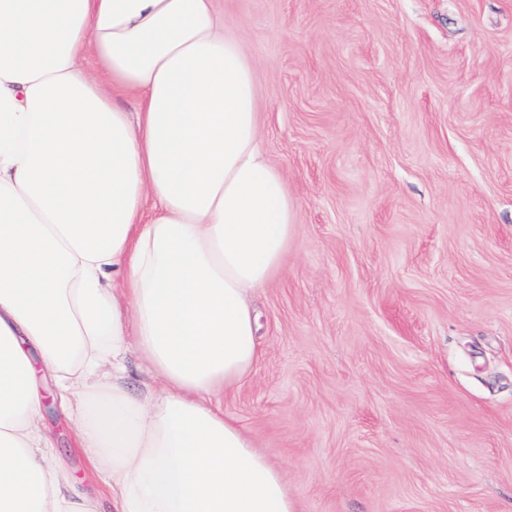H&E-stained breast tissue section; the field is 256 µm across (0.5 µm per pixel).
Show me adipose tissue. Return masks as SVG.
Wrapping results in <instances>:
<instances>
[{"instance_id": "1", "label": "adipose tissue", "mask_w": 512, "mask_h": 512, "mask_svg": "<svg viewBox=\"0 0 512 512\" xmlns=\"http://www.w3.org/2000/svg\"><path fill=\"white\" fill-rule=\"evenodd\" d=\"M294 216L219 0H0V512H298L221 405ZM43 421L55 438V450L68 462L72 469H76L78 478H84L83 486L87 494L93 497L99 496L102 485L92 476L86 475L82 455L72 448L74 447L73 437L76 424L64 416L55 404L46 406Z\"/></svg>"}]
</instances>
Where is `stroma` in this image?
<instances>
[{
    "label": "stroma",
    "mask_w": 512,
    "mask_h": 512,
    "mask_svg": "<svg viewBox=\"0 0 512 512\" xmlns=\"http://www.w3.org/2000/svg\"><path fill=\"white\" fill-rule=\"evenodd\" d=\"M221 4L296 224L225 415L299 512H512V0Z\"/></svg>",
    "instance_id": "obj_1"
}]
</instances>
